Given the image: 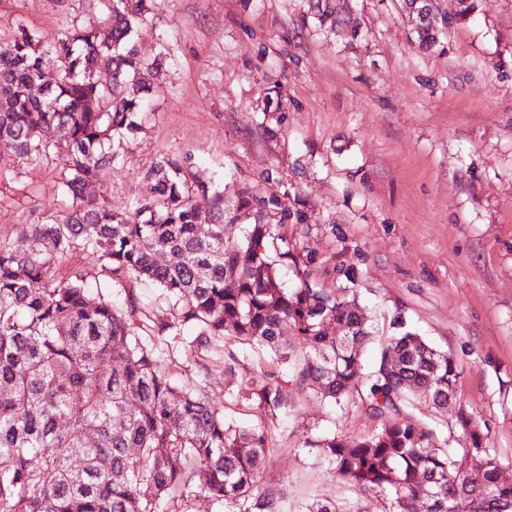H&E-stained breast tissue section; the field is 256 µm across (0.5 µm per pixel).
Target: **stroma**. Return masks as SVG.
<instances>
[{
  "label": "stroma",
  "mask_w": 512,
  "mask_h": 512,
  "mask_svg": "<svg viewBox=\"0 0 512 512\" xmlns=\"http://www.w3.org/2000/svg\"><path fill=\"white\" fill-rule=\"evenodd\" d=\"M155 0L134 40L147 62L166 54L142 129L99 180L113 207L149 194L161 158L250 206L231 236L278 198L281 227L308 259L309 282L356 297L374 328L363 359L398 326L456 360L458 400L472 412L512 480V0H475L470 19L421 49L401 0ZM106 30L102 0H0V46L18 26L57 37ZM63 159L0 150V243L18 227L65 211ZM112 298L96 254L56 261ZM183 330L163 364L197 383L237 428H268L263 483L284 488V512L354 494L336 480L315 441L354 438L377 426L358 397L341 403L290 386L292 406L272 418L238 395L265 380L270 357L225 337L234 370H199Z\"/></svg>",
  "instance_id": "obj_1"
}]
</instances>
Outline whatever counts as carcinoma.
<instances>
[{
	"instance_id": "1",
	"label": "carcinoma",
	"mask_w": 512,
	"mask_h": 512,
	"mask_svg": "<svg viewBox=\"0 0 512 512\" xmlns=\"http://www.w3.org/2000/svg\"><path fill=\"white\" fill-rule=\"evenodd\" d=\"M153 6L109 0L108 34L76 27L46 49L45 36L20 25L0 51V150L30 159L64 149L63 190L72 198L66 215L21 225L31 250L0 244V512H177L187 492L222 501L227 512H282L284 490L261 485L268 429L225 424L196 385L174 381L163 366L158 343L186 327L206 373L205 360L233 336L290 364L295 384L326 399L358 394L378 421L370 434L315 443L356 501H318L306 512H361L363 498L381 499L384 512H448L461 496L472 512H512V482L499 479L504 464L472 414L458 406L461 447L450 448L404 399L407 391L436 409L457 399L454 358L404 331L363 372L367 317L344 292L310 286L281 224L269 222L277 201L259 203L257 222L232 239L224 221L233 217L217 193L209 232L199 231L192 195L209 187L188 183L176 158L152 167L150 194L128 208H113L96 188L98 172L118 164L141 129L153 93L146 73L162 60L146 63L133 44ZM108 53L112 70L103 74L98 60ZM49 68L58 80H46ZM77 245L98 255L122 305L90 297L83 274L51 280V264ZM288 261L295 288L278 276ZM141 282L163 289L168 313H147L135 291ZM239 392L274 418L288 412L282 376L245 379Z\"/></svg>"
}]
</instances>
